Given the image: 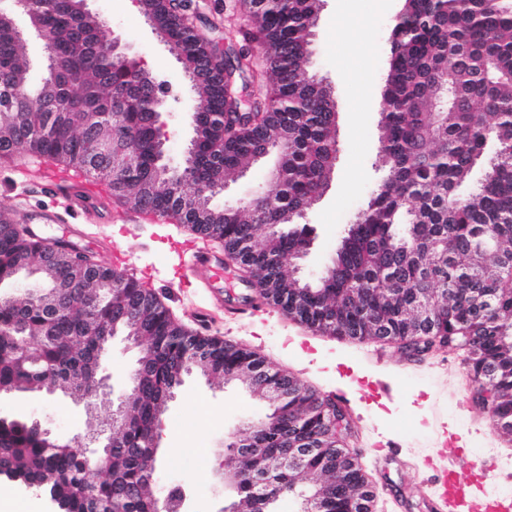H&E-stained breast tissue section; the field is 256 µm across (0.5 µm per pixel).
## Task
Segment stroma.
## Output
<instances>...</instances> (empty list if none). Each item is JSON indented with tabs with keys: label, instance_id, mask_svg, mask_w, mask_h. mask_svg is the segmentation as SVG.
Here are the masks:
<instances>
[{
	"label": "stroma",
	"instance_id": "obj_1",
	"mask_svg": "<svg viewBox=\"0 0 512 512\" xmlns=\"http://www.w3.org/2000/svg\"><path fill=\"white\" fill-rule=\"evenodd\" d=\"M401 6L402 0H324L318 15L312 61L336 98L338 160L329 190L304 217L314 227L304 274H317L330 263L345 228L382 180L375 161L387 38ZM89 8L102 19L106 39L119 40L147 70L170 80L161 134L172 164L181 163L193 134L186 111L192 92L179 76L175 55L153 34L137 0H90ZM193 8L205 36L224 48L243 46L235 0H193ZM49 202L46 191L19 185L14 165L0 163V210L18 203L41 209ZM170 232L166 224L138 225L122 240L131 264L162 260ZM215 334L257 350L321 394L349 391L348 446L378 490L374 512H422L434 469L448 464L442 439L466 448L459 463L464 472L475 456L512 457V438L494 430L472 403L464 355L457 348L436 347L410 357L391 345L315 333L275 309L257 319L218 323ZM0 409L39 420L66 438L85 430L84 408L56 394L20 393L0 402ZM266 411V403L242 384L187 377L159 431L157 492L185 487L191 512H219L231 504L234 494L221 482L218 452L230 440L245 438L247 426Z\"/></svg>",
	"mask_w": 512,
	"mask_h": 512
}]
</instances>
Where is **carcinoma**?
<instances>
[{
	"label": "carcinoma",
	"instance_id": "carcinoma-1",
	"mask_svg": "<svg viewBox=\"0 0 512 512\" xmlns=\"http://www.w3.org/2000/svg\"><path fill=\"white\" fill-rule=\"evenodd\" d=\"M322 0H247V47L224 60V76L192 72L198 114L193 163L179 179L166 167L150 102L126 84L134 75L114 59L101 24L81 16L75 0H51L38 17L48 39L46 76L33 86L20 28L0 25V161L25 153L105 184L128 211L177 216L205 231L240 261L252 290L313 332L380 342L422 353L438 336L466 334L471 382L489 383L492 426L512 435V0H409L388 36L383 93L382 181L348 225L336 249V273L302 281L290 261L304 253L312 229L301 210L333 178L337 104L311 67ZM174 49L207 57L209 41L186 29L163 0H144ZM258 73L259 95L244 103L238 81ZM51 94L59 106L38 111L11 94ZM281 143L280 178L248 208L213 198L227 180L254 165L257 150ZM59 241L45 245L0 219V286H15L22 266L44 282L36 294L0 295V386L69 391L95 410L104 395L93 383L103 368L100 344L113 325L133 327L143 350L129 396L112 402L110 463L90 466L71 444L49 448L23 416L0 425V467L62 498L66 512H150L159 463L146 447L174 376L204 361L218 382L288 385V400L251 423L239 449L247 483L235 512H276L285 497L297 512H356L372 498L366 473L334 439L325 397L270 365L250 347L195 334L133 277ZM31 339L29 348L23 347ZM318 443L302 467L281 465L286 450ZM312 484L297 490V477Z\"/></svg>",
	"mask_w": 512,
	"mask_h": 512
}]
</instances>
